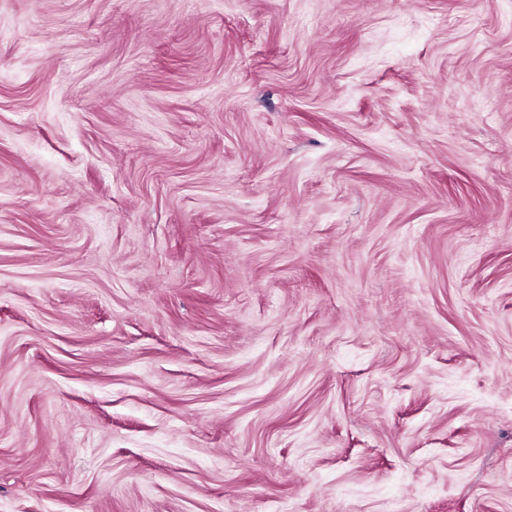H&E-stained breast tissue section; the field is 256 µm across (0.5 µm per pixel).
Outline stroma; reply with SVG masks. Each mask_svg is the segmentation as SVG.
Returning <instances> with one entry per match:
<instances>
[{"mask_svg": "<svg viewBox=\"0 0 512 512\" xmlns=\"http://www.w3.org/2000/svg\"><path fill=\"white\" fill-rule=\"evenodd\" d=\"M0 512H512V0H0Z\"/></svg>", "mask_w": 512, "mask_h": 512, "instance_id": "1", "label": "stroma"}]
</instances>
